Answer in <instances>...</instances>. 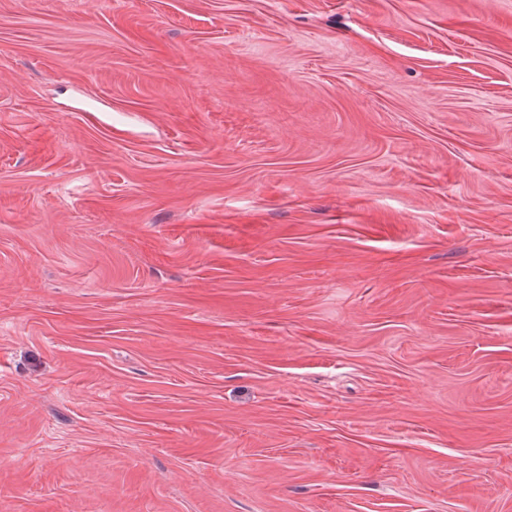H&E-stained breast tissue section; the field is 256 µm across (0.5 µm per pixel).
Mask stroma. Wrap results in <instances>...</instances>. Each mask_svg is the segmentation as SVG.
<instances>
[{
  "instance_id": "obj_1",
  "label": "stroma",
  "mask_w": 512,
  "mask_h": 512,
  "mask_svg": "<svg viewBox=\"0 0 512 512\" xmlns=\"http://www.w3.org/2000/svg\"><path fill=\"white\" fill-rule=\"evenodd\" d=\"M0 512H512V0H0Z\"/></svg>"
}]
</instances>
